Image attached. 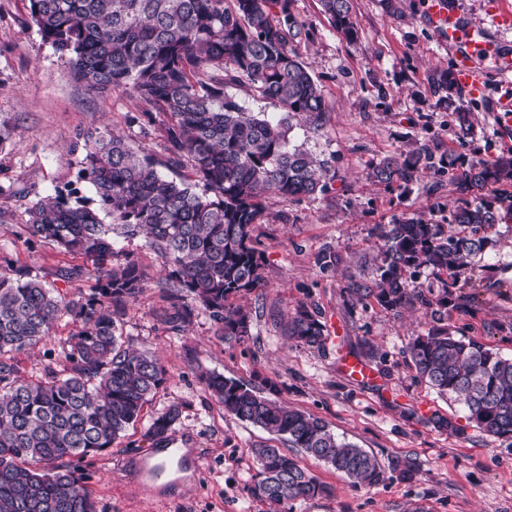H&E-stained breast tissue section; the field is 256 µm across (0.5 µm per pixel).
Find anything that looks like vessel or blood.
Returning a JSON list of instances; mask_svg holds the SVG:
<instances>
[{
    "instance_id": "obj_1",
    "label": "vessel or blood",
    "mask_w": 512,
    "mask_h": 512,
    "mask_svg": "<svg viewBox=\"0 0 512 512\" xmlns=\"http://www.w3.org/2000/svg\"><path fill=\"white\" fill-rule=\"evenodd\" d=\"M426 20L442 44L456 48L454 75L460 85L479 92L483 72L488 68L496 69L504 77L512 75V56L491 54L484 34L466 27L448 0H427ZM190 464L183 449L166 447L145 460L144 474L152 480L164 478L175 484L184 467Z\"/></svg>"
}]
</instances>
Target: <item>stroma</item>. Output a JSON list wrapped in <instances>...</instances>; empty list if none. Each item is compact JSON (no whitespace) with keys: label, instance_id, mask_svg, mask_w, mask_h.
<instances>
[{"label":"stroma","instance_id":"obj_1","mask_svg":"<svg viewBox=\"0 0 512 512\" xmlns=\"http://www.w3.org/2000/svg\"><path fill=\"white\" fill-rule=\"evenodd\" d=\"M466 26L481 30L499 51L512 54V28L498 26L486 0H452ZM300 32L292 47L317 81L328 107L319 125L294 123L293 142L326 159L335 177L325 192L264 203L254 236L265 257L263 290L242 298L252 337L239 344L220 339L204 313L184 332L163 323L167 306L161 258L143 238L115 240L136 256L145 272L141 292L122 317L124 341L155 351L168 381L146 405L142 419L85 471L98 512H512V439L487 435L459 405L418 378L406 355L423 330L422 312L397 314L375 302H352L354 283H372L378 240L373 229L403 217L440 224L457 205L455 180L479 157L512 153V79L494 70L484 90L472 95L460 84L441 88L452 73L455 50L438 43L424 21L426 0H351L356 42L336 31L319 0H289ZM144 102L127 91L91 92L77 82L68 60L43 41L28 0H0V258L29 268L47 287L74 297L86 279L72 275L83 259L44 243L28 247L16 231L38 199L65 187L89 197L78 181L85 155L83 133L121 134L164 160V143L143 126ZM471 112L474 128L457 137L455 117ZM425 146L435 166L390 184L370 180L384 158ZM484 259L462 271L448 296L449 323L466 337L512 357V222L496 226ZM340 257L329 270L316 263L319 250ZM307 305L326 326L322 348L285 335V319ZM77 326L58 323L35 349L18 355L23 376L39 374L51 353ZM385 353V362L370 356ZM369 370L354 379L344 364ZM216 373L255 388L278 386L277 397L322 419L339 438L373 453L383 465L414 462L413 480L397 478L373 487L353 486L342 474L298 454L301 466L332 486L329 497L276 506L254 500L248 486L257 470L251 453L259 443L285 440L225 413L210 396L204 374ZM180 415L169 433L196 457L199 468L179 484L146 485L140 464L149 450L144 433L169 406ZM453 418L460 431L437 427L432 415Z\"/></svg>","mask_w":512,"mask_h":512}]
</instances>
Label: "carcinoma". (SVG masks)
I'll return each instance as SVG.
<instances>
[{
	"label": "carcinoma",
	"instance_id": "1",
	"mask_svg": "<svg viewBox=\"0 0 512 512\" xmlns=\"http://www.w3.org/2000/svg\"><path fill=\"white\" fill-rule=\"evenodd\" d=\"M287 2L29 0L42 39L69 57L87 90H129L151 107L143 121L160 124L166 166L190 163L202 191L163 175L154 158L122 136L89 133L79 178L92 186L94 199L57 190L28 208L18 236L31 247L48 241L85 257L92 268L73 274L94 284L69 298L44 287L30 269L0 272V512H98L80 462L111 448L167 382L155 353L122 341L121 317L144 275L114 247V231L144 236L168 266L164 323L170 330L180 332L203 312L224 339L251 336L250 316L233 299L265 286L263 252L253 238L262 198L322 193L335 177L327 160L290 138L295 117L317 123L327 106L290 47L299 27ZM320 2L336 30L357 41L350 0ZM277 7L281 21L273 18ZM244 81L278 103L282 114L245 111L228 91ZM433 167V154L422 149L384 159L370 176L390 184ZM511 179L512 157L473 160L457 178L464 198L448 223L403 217L376 225V277L370 286L349 289L353 300L371 297L389 311L423 308L427 329L407 347L417 374L461 404L488 435L510 439L512 358L451 331L448 288L485 255L493 228L512 220V202L496 208L479 198L487 185ZM105 216L112 223H104ZM423 271L447 279L436 290L416 281ZM65 318L80 329L40 375L20 378L16 355L48 338ZM287 333L311 348L326 340L325 325L304 306L289 317ZM205 384L224 412L286 437L353 483L387 479L375 455L339 439L321 419L221 374L206 375ZM178 417L171 407L153 418L145 438L160 447ZM252 454L258 465L249 486L253 499L281 504L332 494L283 449L260 444Z\"/></svg>",
	"mask_w": 512,
	"mask_h": 512
}]
</instances>
